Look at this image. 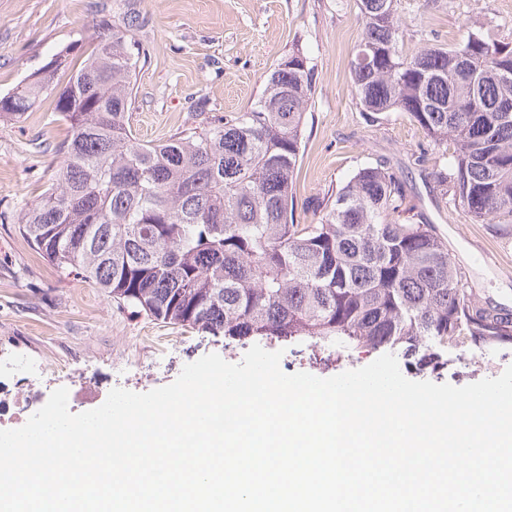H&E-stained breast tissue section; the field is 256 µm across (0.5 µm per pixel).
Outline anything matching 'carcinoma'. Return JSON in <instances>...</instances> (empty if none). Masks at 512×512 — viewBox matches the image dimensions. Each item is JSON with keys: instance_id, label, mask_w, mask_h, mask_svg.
Wrapping results in <instances>:
<instances>
[{"instance_id": "cac0c4a2", "label": "carcinoma", "mask_w": 512, "mask_h": 512, "mask_svg": "<svg viewBox=\"0 0 512 512\" xmlns=\"http://www.w3.org/2000/svg\"><path fill=\"white\" fill-rule=\"evenodd\" d=\"M355 94L377 123L409 117L453 145L432 175L481 224H512V42L469 29L452 47L402 53L394 0H359ZM139 14L96 21L98 36L63 88L75 42L12 91L0 119L43 98L70 137L53 182L19 219L37 252L157 321L342 348L403 347L436 366L437 343L512 346V310L477 301L427 224H402L407 188L366 165L316 224L294 223L293 180L314 93L303 52L288 53L255 104L197 131L142 142L129 124Z\"/></svg>"}]
</instances>
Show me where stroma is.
<instances>
[{
  "mask_svg": "<svg viewBox=\"0 0 512 512\" xmlns=\"http://www.w3.org/2000/svg\"><path fill=\"white\" fill-rule=\"evenodd\" d=\"M403 53L459 42L466 30L512 40V0H396ZM140 15L132 38L145 53L130 124L139 140L159 142L188 125L248 110L292 49L314 72L307 109L295 221L314 224L315 201L332 205L361 167L384 160L405 182L403 222L431 225L475 297L512 309V230L474 222L431 174L442 156L404 115L370 122L354 93L352 54L362 38L356 0H0V93L16 87L75 40L90 48L101 14ZM69 128L52 99L16 121H0V364L34 365L18 391L50 396L67 388L74 412L91 410L83 386L108 381L145 393L174 382L183 367L215 353L240 363L251 341L168 325L118 305L102 289L63 273L36 253L17 217L47 189ZM427 162H418L421 148ZM334 354L335 366L303 365L328 378L364 367L379 350ZM443 369L430 380L461 387L495 378L512 365V348H440Z\"/></svg>",
  "mask_w": 512,
  "mask_h": 512,
  "instance_id": "obj_1",
  "label": "stroma"
}]
</instances>
